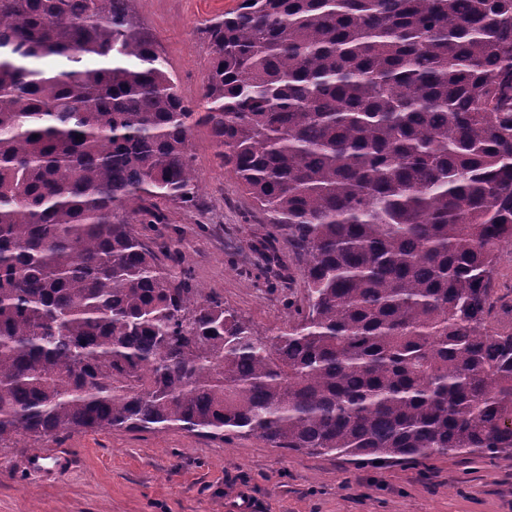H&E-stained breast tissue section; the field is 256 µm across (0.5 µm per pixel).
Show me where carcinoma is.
Wrapping results in <instances>:
<instances>
[{"label":"carcinoma","instance_id":"1","mask_svg":"<svg viewBox=\"0 0 512 512\" xmlns=\"http://www.w3.org/2000/svg\"><path fill=\"white\" fill-rule=\"evenodd\" d=\"M200 33L192 101L130 0H0V447L511 452L512 0H239ZM200 128L303 260L273 336L137 228L205 207ZM496 295L502 299L499 303L512 305V248L503 252L496 276Z\"/></svg>","mask_w":512,"mask_h":512}]
</instances>
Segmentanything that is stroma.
<instances>
[{"label":"stroma","mask_w":512,"mask_h":512,"mask_svg":"<svg viewBox=\"0 0 512 512\" xmlns=\"http://www.w3.org/2000/svg\"><path fill=\"white\" fill-rule=\"evenodd\" d=\"M238 2L132 0L184 97L197 98L208 65L201 29ZM196 139L206 207L172 211L158 232L179 241L175 271L273 335L305 302L299 262L214 158L206 130ZM0 512H512V452L375 466L181 430L19 437L0 447Z\"/></svg>","instance_id":"35a3bbf8"}]
</instances>
